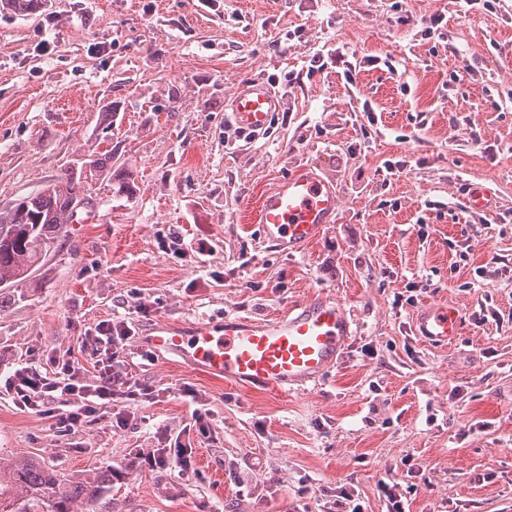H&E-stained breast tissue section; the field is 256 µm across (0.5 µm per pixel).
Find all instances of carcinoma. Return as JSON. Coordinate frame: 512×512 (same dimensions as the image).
Returning a JSON list of instances; mask_svg holds the SVG:
<instances>
[{
	"mask_svg": "<svg viewBox=\"0 0 512 512\" xmlns=\"http://www.w3.org/2000/svg\"><path fill=\"white\" fill-rule=\"evenodd\" d=\"M84 165L76 173L68 171L60 183L0 210V291L19 286L39 270L66 225L88 204L104 158L92 155ZM101 483V477L66 482L45 464L19 458L0 464V512H95Z\"/></svg>",
	"mask_w": 512,
	"mask_h": 512,
	"instance_id": "carcinoma-1",
	"label": "carcinoma"
}]
</instances>
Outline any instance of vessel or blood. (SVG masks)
Instances as JSON below:
<instances>
[{"instance_id":"obj_1","label":"vessel or blood","mask_w":512,"mask_h":512,"mask_svg":"<svg viewBox=\"0 0 512 512\" xmlns=\"http://www.w3.org/2000/svg\"><path fill=\"white\" fill-rule=\"evenodd\" d=\"M280 107L266 82L250 80L232 92L229 122L260 133ZM338 201L335 180L314 164H304L261 195L256 222L265 242L299 253L335 223ZM465 326L464 313L447 304L424 306L413 320L416 336L438 346L455 343ZM355 334L351 312L334 298L315 294L263 321L228 315L220 325L201 320L158 325L146 342L245 390L289 394L320 385L342 361Z\"/></svg>"}]
</instances>
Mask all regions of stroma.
Here are the masks:
<instances>
[{
    "mask_svg": "<svg viewBox=\"0 0 512 512\" xmlns=\"http://www.w3.org/2000/svg\"><path fill=\"white\" fill-rule=\"evenodd\" d=\"M319 53L335 66L310 71ZM259 77L280 110L256 140L226 138L230 94ZM94 153L112 168L78 223L0 295V461L104 475L112 512H333L351 487L385 512L389 473L409 512H512V0H43L27 16L0 0V209ZM304 163L335 179L339 212L291 255L264 243L255 207ZM472 187L491 209L466 208ZM412 280L429 286L396 306ZM314 293L358 330L303 393L241 390L144 342ZM443 303L469 316L447 347L411 331ZM121 321L122 369L151 389L122 415L66 430L7 385L23 367L93 381L98 331ZM179 446L194 472L126 466Z\"/></svg>",
    "mask_w": 512,
    "mask_h": 512,
    "instance_id": "1",
    "label": "stroma"
}]
</instances>
